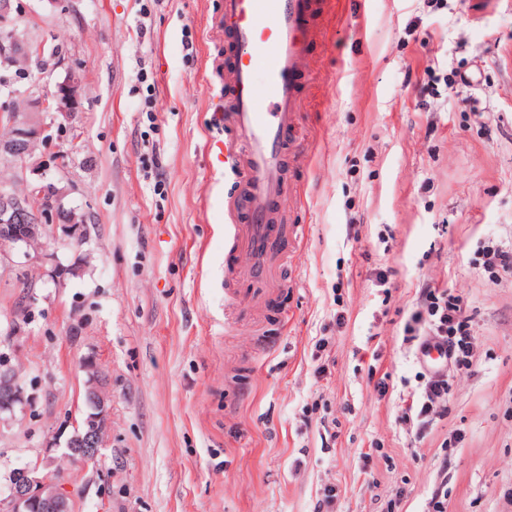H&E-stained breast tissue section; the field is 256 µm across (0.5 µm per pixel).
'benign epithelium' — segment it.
<instances>
[{"label":"benign epithelium","mask_w":512,"mask_h":512,"mask_svg":"<svg viewBox=\"0 0 512 512\" xmlns=\"http://www.w3.org/2000/svg\"><path fill=\"white\" fill-rule=\"evenodd\" d=\"M32 41L21 31V21L13 0H0V69H25L32 61ZM28 108L8 115L11 133L0 139V158L24 163L21 180L27 187L51 194L53 202L46 207L33 205L29 195L19 193L14 183L0 184V256L16 250L26 255L44 248L43 238L48 231L61 226L70 243L81 235V227L91 222L90 214L76 205L64 203L66 191L60 180L48 175L45 144L47 128L58 122L73 120L82 105V80L75 69H68L54 81L52 87L40 88V80L25 91ZM87 374L84 397L93 412L83 417L66 447L75 456L89 460L104 447L107 430L110 394L107 378L89 360L84 366ZM25 400V392L14 370L0 365V414L12 413ZM25 467L10 476L7 496H0V512H71V497L67 491L42 469Z\"/></svg>","instance_id":"7a95c632"}]
</instances>
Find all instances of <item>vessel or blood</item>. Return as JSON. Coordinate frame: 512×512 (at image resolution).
<instances>
[{
  "label": "vessel or blood",
  "instance_id": "b4317fda",
  "mask_svg": "<svg viewBox=\"0 0 512 512\" xmlns=\"http://www.w3.org/2000/svg\"><path fill=\"white\" fill-rule=\"evenodd\" d=\"M312 0H224L227 63L233 72L225 88L235 136L216 141L224 155L243 150L248 186L246 214L250 248L271 242L272 201L282 189V145L289 112L298 106V60L312 26Z\"/></svg>",
  "mask_w": 512,
  "mask_h": 512
}]
</instances>
